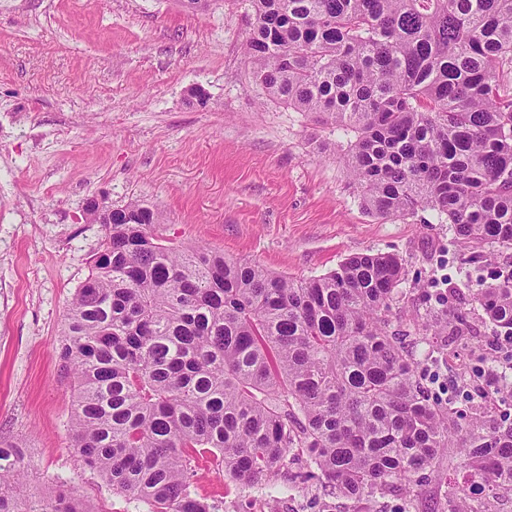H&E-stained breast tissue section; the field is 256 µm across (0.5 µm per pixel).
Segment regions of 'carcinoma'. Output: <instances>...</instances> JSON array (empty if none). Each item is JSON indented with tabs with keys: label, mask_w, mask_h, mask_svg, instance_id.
I'll list each match as a JSON object with an SVG mask.
<instances>
[{
	"label": "carcinoma",
	"mask_w": 512,
	"mask_h": 512,
	"mask_svg": "<svg viewBox=\"0 0 512 512\" xmlns=\"http://www.w3.org/2000/svg\"><path fill=\"white\" fill-rule=\"evenodd\" d=\"M245 41L266 96L353 133L348 172L382 218L436 214L473 249L512 247V0H249ZM158 211L112 210L59 348L73 381L71 447L150 512H212L198 462L266 487L280 478L360 500L419 481L443 454L474 484L512 491V403L493 384L460 422L411 335L468 336L437 298L394 325L406 267L363 252L288 278L206 246L167 245ZM472 301L512 336V266ZM0 447V512H96L57 493L34 506Z\"/></svg>",
	"instance_id": "1"
}]
</instances>
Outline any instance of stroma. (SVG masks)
<instances>
[{"label": "stroma", "mask_w": 512, "mask_h": 512, "mask_svg": "<svg viewBox=\"0 0 512 512\" xmlns=\"http://www.w3.org/2000/svg\"><path fill=\"white\" fill-rule=\"evenodd\" d=\"M246 0L187 11L179 0H0V445L30 463L27 492L65 485L95 512H149L114 492L73 450V391L58 347L69 303L106 230L90 203L158 209L178 246L206 245L294 278L368 250L409 271L394 323L424 311L434 279L468 304V279L512 263V248L450 252L432 211L382 220L347 171V139L267 100L244 52ZM201 89L206 105L191 92ZM440 377L461 385L476 358L502 368L512 344L471 318ZM447 462L360 501L321 487L234 485L202 465L196 491L216 512H454Z\"/></svg>", "instance_id": "obj_1"}]
</instances>
